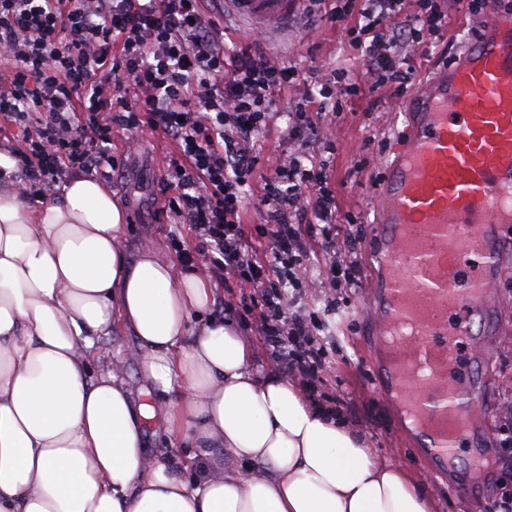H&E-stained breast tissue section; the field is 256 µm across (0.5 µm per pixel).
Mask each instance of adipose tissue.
<instances>
[{"label":"adipose tissue","mask_w":512,"mask_h":512,"mask_svg":"<svg viewBox=\"0 0 512 512\" xmlns=\"http://www.w3.org/2000/svg\"><path fill=\"white\" fill-rule=\"evenodd\" d=\"M125 228L93 176L35 205L0 185V512H435L363 433L255 370L223 321L189 334L215 302L209 282L153 248L126 254ZM117 326L186 463L150 447L155 409L120 369L89 378L96 339Z\"/></svg>","instance_id":"1"}]
</instances>
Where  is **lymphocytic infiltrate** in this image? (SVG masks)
<instances>
[{
    "label": "lymphocytic infiltrate",
    "mask_w": 512,
    "mask_h": 512,
    "mask_svg": "<svg viewBox=\"0 0 512 512\" xmlns=\"http://www.w3.org/2000/svg\"><path fill=\"white\" fill-rule=\"evenodd\" d=\"M203 0H0V125L17 129L11 149L22 198L53 196L72 172L107 176L112 133L163 132L177 147L165 185L174 223L193 227L197 247L183 263L204 265L238 293L225 300L229 321L255 322L269 359L300 386L329 368L313 314L292 310L289 289L302 286L312 245L330 251L331 287L356 283L350 255L361 243L354 224L336 216L327 166L282 156L261 183L251 176L257 142L277 119L287 84L301 92L288 114L291 139L319 138L327 114H339L358 88L345 71L302 75L252 46L224 47ZM412 22L396 21L401 0H334L327 22L348 25L350 49L366 63L373 87L406 93L415 70L404 47L424 51L445 28L441 0H417ZM330 110H311L315 98ZM260 223H243L247 200ZM268 241L257 254L253 241Z\"/></svg>",
    "instance_id": "obj_1"
}]
</instances>
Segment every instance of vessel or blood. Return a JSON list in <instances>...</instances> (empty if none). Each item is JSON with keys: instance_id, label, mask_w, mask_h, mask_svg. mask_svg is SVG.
Instances as JSON below:
<instances>
[{"instance_id": "b4317fda", "label": "vessel or blood", "mask_w": 512, "mask_h": 512, "mask_svg": "<svg viewBox=\"0 0 512 512\" xmlns=\"http://www.w3.org/2000/svg\"><path fill=\"white\" fill-rule=\"evenodd\" d=\"M301 0H224L228 14L274 36L286 34ZM417 118L398 133L376 209L384 230L375 251L387 276L369 293L368 306L381 323L412 320L437 358L470 349L449 330L490 319L488 295L502 266L497 247L476 252L467 231L497 234L498 216L512 212V20L488 19L461 49L456 63L438 70L413 96ZM444 378L445 404L478 419L483 391L471 383V398L456 402ZM441 424L423 459L431 466L455 456L462 440Z\"/></svg>"}]
</instances>
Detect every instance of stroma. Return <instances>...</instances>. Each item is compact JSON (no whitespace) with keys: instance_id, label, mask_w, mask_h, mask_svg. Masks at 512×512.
<instances>
[{"instance_id":"1","label":"stroma","mask_w":512,"mask_h":512,"mask_svg":"<svg viewBox=\"0 0 512 512\" xmlns=\"http://www.w3.org/2000/svg\"><path fill=\"white\" fill-rule=\"evenodd\" d=\"M314 0H305L288 33L269 37L247 29L229 16L213 13L212 18L224 29V43L236 48L243 42H258L280 63L299 72L315 66L343 67L351 82L360 87L359 96L344 102V110L323 136L306 144L289 139L286 119H278L274 128L260 141L258 173L273 167L284 153H307L329 164L330 187L336 196L340 216L355 218L364 238L357 255L359 285L355 288L332 289L326 279L329 257L319 253L310 272L309 287L298 290L300 306L308 311H322L328 298H335L336 312L324 317L319 332L323 353L331 370L323 383L307 391L306 396L319 406L331 401L343 405L345 419L369 440L377 456L399 461L418 484L434 497L438 512H487L492 500L512 495V481L504 477L512 449L501 448L503 410L512 404V228L500 234L503 273L490 297L495 312L485 331L487 351L480 365L471 366L461 358L462 371H474L487 391L482 418L485 438L478 446L490 460V467L476 481H469L468 448L458 453L459 464L451 474L432 478L421 464V448L401 429L397 413L374 390L373 348L367 340L373 334L365 310L366 291L381 279L379 267L369 257L374 246V205L383 178L382 163L387 158L391 141L402 129V113L411 102L410 94L393 95L391 89H372L361 58L348 48L346 29L325 23L312 24L310 10ZM448 25L435 39L427 54L418 56L413 86H420L431 71L454 60L464 42L472 38L482 23L479 15L461 11L455 0L447 7ZM136 147H129L124 135L112 139V156L116 170L106 185L126 210L124 249L132 254L143 247L155 248L165 259L178 255L174 241L194 243L188 225L172 223L165 211L168 192L162 182L174 147L161 133L143 130ZM137 344L131 332L113 329L95 343L91 375H98L107 365L121 367L134 392H149L150 384L138 364L128 353ZM469 481V489H460L461 481Z\"/></svg>"}]
</instances>
